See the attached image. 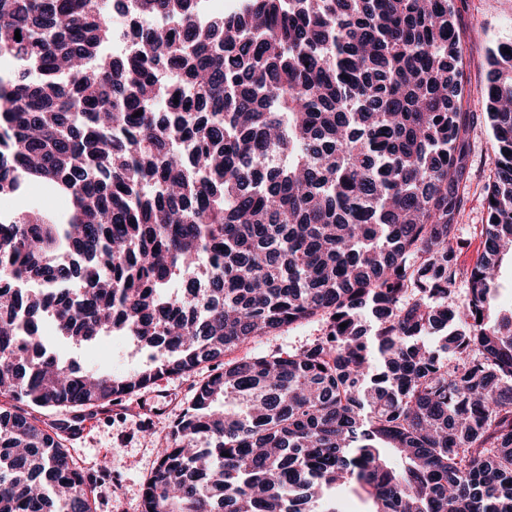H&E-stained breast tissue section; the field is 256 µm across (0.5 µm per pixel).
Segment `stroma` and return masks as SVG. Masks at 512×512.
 <instances>
[{"label":"stroma","instance_id":"stroma-1","mask_svg":"<svg viewBox=\"0 0 512 512\" xmlns=\"http://www.w3.org/2000/svg\"><path fill=\"white\" fill-rule=\"evenodd\" d=\"M460 9L470 31L466 51L470 107L478 112L482 109L487 83L486 52L498 42L512 39V0H462ZM472 149L469 199L457 218L461 244L456 261L464 269L474 267L485 253L484 186L490 175L492 137L484 124H477L474 129ZM30 207H46L56 212L61 204L42 183L32 180L18 193L0 195L2 217ZM43 342L49 349L85 367L113 373L135 370L147 357L146 352H133L126 337L118 335L77 348L49 330ZM210 372V367L204 366L191 374L165 376L106 410H83L79 433L66 438L72 458L77 467L88 473L97 472L101 459H109V469L115 477L113 485L99 484L96 512H141L142 486L156 467L158 450L180 418L194 388Z\"/></svg>","mask_w":512,"mask_h":512}]
</instances>
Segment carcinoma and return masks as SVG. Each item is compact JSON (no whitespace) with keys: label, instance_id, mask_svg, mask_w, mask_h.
<instances>
[{"label":"carcinoma","instance_id":"cac0c4a2","mask_svg":"<svg viewBox=\"0 0 512 512\" xmlns=\"http://www.w3.org/2000/svg\"><path fill=\"white\" fill-rule=\"evenodd\" d=\"M109 2L0 0V62L22 64L0 76V194L33 178L65 208L0 226V512H94L32 411L203 364L143 512H347L346 487L372 512H512V41L487 50L480 116L456 0H126L117 55ZM482 117L487 247L463 270ZM47 315L148 359L68 362ZM312 321L285 357L224 361Z\"/></svg>","mask_w":512,"mask_h":512}]
</instances>
